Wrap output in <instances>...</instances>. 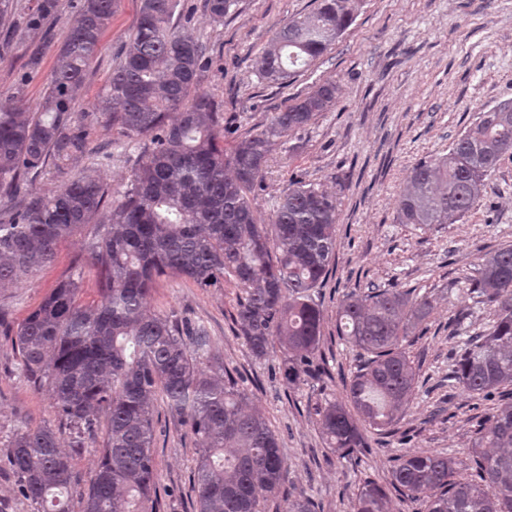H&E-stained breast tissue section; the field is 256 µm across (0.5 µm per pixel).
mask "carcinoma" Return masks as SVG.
Instances as JSON below:
<instances>
[{"instance_id":"obj_1","label":"carcinoma","mask_w":512,"mask_h":512,"mask_svg":"<svg viewBox=\"0 0 512 512\" xmlns=\"http://www.w3.org/2000/svg\"><path fill=\"white\" fill-rule=\"evenodd\" d=\"M236 0H206L217 22ZM119 0H83L68 21L50 83L36 112H0V285L19 282L52 261L60 240L86 224L104 232L88 246L87 262L102 276L100 299L77 303L68 278L32 310L12 339L23 374L50 387L74 447L97 419H108L106 448L88 491L78 487L59 430L25 428L6 445L20 493L41 512H156L152 451L154 401L188 424L201 443L194 482L196 512H260L259 500L285 497V512H315L301 495L284 494L288 470L282 442L264 413L243 408L245 390L224 369L207 326L151 310L147 299L162 276L210 285L229 278L242 289L234 320L257 358L276 339L291 354L282 380L293 385L312 362L323 311L314 293L336 249V197L313 183H293L269 224L258 222L252 187L263 179L274 140L289 137L336 103L326 81L274 113L261 133L224 154V113L198 92L206 46L171 24L177 0H140L136 26L112 71L97 113L153 149L133 173L131 188L106 206L107 191L92 174L65 179L50 195L27 192L51 160L88 153L74 111L77 90L95 58ZM353 20L351 0H318L315 10L281 27L263 50L260 74L278 82L309 67ZM177 113L171 118V113ZM512 155V100L478 113L448 153L416 164L398 205L401 224H453L474 210L486 178ZM469 294L493 307L487 328L470 334L450 323L457 353L448 380L472 396L512 388V245L487 254L470 278ZM426 296L371 285L337 311V332L363 363L346 385L356 414L336 401L316 408L327 444L342 454L368 449L358 423L391 426L408 405L417 371L404 345L429 314ZM468 473L444 453L395 459L390 481L366 478L353 512H386L389 493L422 500L424 512H512V399L476 433Z\"/></svg>"}]
</instances>
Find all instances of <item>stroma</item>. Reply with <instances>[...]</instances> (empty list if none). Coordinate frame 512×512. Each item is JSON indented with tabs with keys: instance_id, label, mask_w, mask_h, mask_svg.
<instances>
[{
	"instance_id": "1",
	"label": "stroma",
	"mask_w": 512,
	"mask_h": 512,
	"mask_svg": "<svg viewBox=\"0 0 512 512\" xmlns=\"http://www.w3.org/2000/svg\"><path fill=\"white\" fill-rule=\"evenodd\" d=\"M38 0H10L0 21V107H35L47 87L66 22L81 0H56L46 23L35 26ZM140 2L120 0L100 51L87 69L75 109L84 123L90 156L68 165L70 177L94 173L109 199L121 198L144 160L149 139L127 135L94 106L105 95L122 46L134 31ZM315 0H238L224 22L212 20L204 0H178L173 16L185 32L207 43L211 64L200 90L224 114L225 150L265 130L274 112L319 83L335 82V105L273 146L265 176L252 189L257 215L270 222L285 189L320 184L337 199L336 255L319 290L323 336L300 382L284 386L286 354L272 343L254 357L233 321L241 294L224 281L202 287L161 277L152 309L204 322L227 370L241 377L251 404L261 408L282 440L288 481L320 512H353L359 482H386L396 456L442 452L467 460L469 448L497 398L448 389L454 342L448 322L464 314L471 331L490 321L492 307L475 303L467 281L485 254L512 244V157L487 179L479 206L453 224H401L397 208L412 167L447 153L478 112L512 99V0H354L351 25L330 50L284 84L263 79L259 60L273 32L310 14ZM90 227L62 239L53 261L14 286H0V512H37L18 491L5 446L18 429L60 427L46 386L28 381L12 337L28 314L68 277H80L78 300L100 298L99 276L84 260ZM396 285L428 295L430 313L412 334L418 364L413 400L391 436L365 431L368 450L342 455L328 448L314 406L320 397L345 400L344 383L357 369L355 350L338 336L336 313L347 294L370 285ZM108 437L99 417L84 447L70 451L74 474L89 488ZM199 445L188 426L154 406L153 454L158 512H195L193 484Z\"/></svg>"
}]
</instances>
